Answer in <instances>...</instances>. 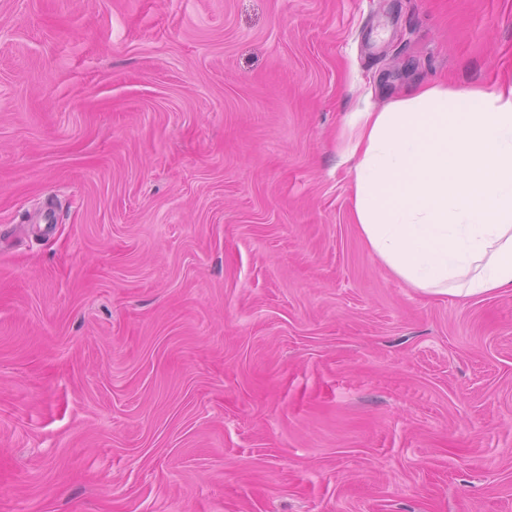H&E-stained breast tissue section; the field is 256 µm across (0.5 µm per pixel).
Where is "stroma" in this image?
I'll list each match as a JSON object with an SVG mask.
<instances>
[{
	"label": "stroma",
	"mask_w": 512,
	"mask_h": 512,
	"mask_svg": "<svg viewBox=\"0 0 512 512\" xmlns=\"http://www.w3.org/2000/svg\"><path fill=\"white\" fill-rule=\"evenodd\" d=\"M511 72L512 0H0V512H512V291L393 279L336 147Z\"/></svg>",
	"instance_id": "stroma-1"
}]
</instances>
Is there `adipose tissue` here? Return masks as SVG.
I'll list each match as a JSON object with an SVG mask.
<instances>
[{
    "mask_svg": "<svg viewBox=\"0 0 512 512\" xmlns=\"http://www.w3.org/2000/svg\"><path fill=\"white\" fill-rule=\"evenodd\" d=\"M350 214L392 278L432 296L512 291V84L418 83L353 112Z\"/></svg>",
    "mask_w": 512,
    "mask_h": 512,
    "instance_id": "obj_1",
    "label": "adipose tissue"
}]
</instances>
